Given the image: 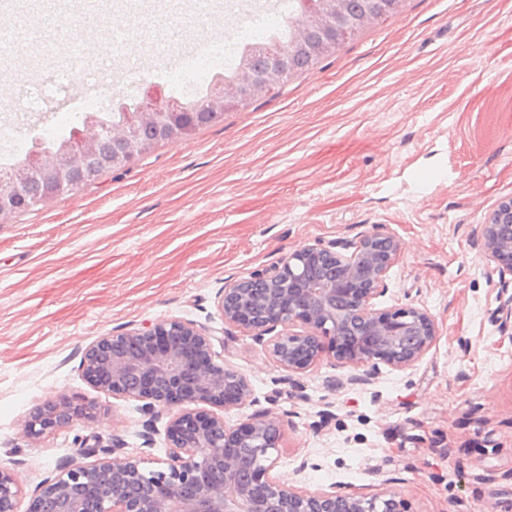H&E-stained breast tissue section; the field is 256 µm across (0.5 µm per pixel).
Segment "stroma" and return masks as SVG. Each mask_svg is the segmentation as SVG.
Returning <instances> with one entry per match:
<instances>
[{
  "label": "stroma",
  "instance_id": "1",
  "mask_svg": "<svg viewBox=\"0 0 512 512\" xmlns=\"http://www.w3.org/2000/svg\"><path fill=\"white\" fill-rule=\"evenodd\" d=\"M246 8L169 0L143 15L102 0L77 11L72 26L107 28L111 40L86 41L90 64L65 50L12 81L0 103L12 137L68 136L69 110L105 81L116 98L141 101L149 85L176 97L167 74L200 41H234ZM69 68L81 76L68 91L27 110L28 82L54 87ZM511 197L512 0H406L280 91L229 100L223 121L0 218V469L15 475L21 507L87 445L118 437L159 468L170 413L142 449L139 402L91 386L81 361L99 336L184 318L222 340L252 386L256 405L227 410V426L258 407L282 419L277 470L288 481L389 491L408 512H512V329L481 240ZM378 224L400 243L378 307L416 306L438 323L414 366L354 385L328 353L287 382L263 347L225 326V281ZM61 398L93 417L29 438L30 411Z\"/></svg>",
  "mask_w": 512,
  "mask_h": 512
}]
</instances>
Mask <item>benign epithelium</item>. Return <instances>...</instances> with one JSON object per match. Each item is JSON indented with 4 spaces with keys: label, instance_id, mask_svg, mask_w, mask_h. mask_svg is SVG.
I'll return each instance as SVG.
<instances>
[{
    "label": "benign epithelium",
    "instance_id": "7a95c632",
    "mask_svg": "<svg viewBox=\"0 0 512 512\" xmlns=\"http://www.w3.org/2000/svg\"><path fill=\"white\" fill-rule=\"evenodd\" d=\"M367 2L362 25L378 6L391 11L400 6V0ZM346 6L347 0H320L293 44L305 45L309 30L319 29L323 39L316 51L334 47L348 26ZM266 55L262 77L243 64L227 86H216L191 110L219 119L227 94L244 101L285 80L288 51L271 46ZM191 110L149 88L122 124L88 121L75 145L34 153L0 174V216L24 206L25 190L33 183L43 184V202L78 188L91 172L87 161L103 144L114 149L107 164L118 168L146 149L143 128L166 141L184 138ZM482 245L502 283L498 312L507 324L512 321V198L489 214ZM399 252V241L381 225L353 240L306 244L225 285L217 309L224 324L264 346L287 379L306 373L330 351L356 371L352 383L367 385L382 364L410 368L439 337L435 318L423 308L376 307ZM82 373L93 387L140 401L149 412L182 407L167 425L165 466L148 469L142 458L120 455L124 443L114 438L110 447L90 448L98 456L92 463L61 464L34 490L26 512H404L389 493L368 497L337 486L311 491L283 482L275 456L280 420L261 409L237 428L224 424V411L252 401V387L224 364V351L193 320L175 318L101 336L86 350ZM91 416L92 407L84 404L48 402L30 413L25 431L38 438ZM18 505L15 476L0 469V512H19Z\"/></svg>",
    "mask_w": 512,
    "mask_h": 512
}]
</instances>
